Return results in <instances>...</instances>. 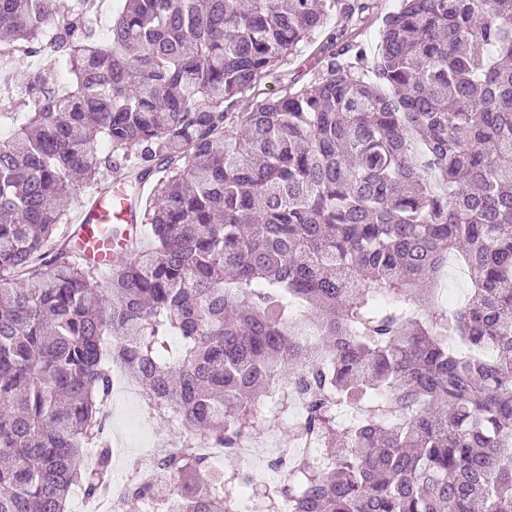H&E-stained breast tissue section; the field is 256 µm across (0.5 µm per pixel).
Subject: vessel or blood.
<instances>
[{"mask_svg": "<svg viewBox=\"0 0 512 512\" xmlns=\"http://www.w3.org/2000/svg\"><path fill=\"white\" fill-rule=\"evenodd\" d=\"M84 212L88 219L80 232L83 242L81 256L98 261L117 257V247L106 236L105 226L109 223L129 224L133 221L119 187H112L106 194L93 200Z\"/></svg>", "mask_w": 512, "mask_h": 512, "instance_id": "vessel-or-blood-1", "label": "vessel or blood"}]
</instances>
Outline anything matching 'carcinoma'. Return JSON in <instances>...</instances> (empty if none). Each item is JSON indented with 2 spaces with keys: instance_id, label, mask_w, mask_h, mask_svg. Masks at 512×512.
I'll return each instance as SVG.
<instances>
[{
  "instance_id": "obj_1",
  "label": "carcinoma",
  "mask_w": 512,
  "mask_h": 512,
  "mask_svg": "<svg viewBox=\"0 0 512 512\" xmlns=\"http://www.w3.org/2000/svg\"><path fill=\"white\" fill-rule=\"evenodd\" d=\"M374 0H0V512L110 488L112 366L183 432L149 464L178 512H230L274 388L322 462L277 457L264 512H512V0H397L369 47L237 111ZM50 51L60 74L18 60ZM119 180L150 246L75 257L56 202ZM463 307L415 313L448 258ZM317 310L297 318L293 307ZM180 339L170 354L168 339ZM130 463L120 512L153 498ZM308 60L306 55L289 57L278 69L263 79L260 87L262 92H266L267 96H275L287 80L300 74L309 66Z\"/></svg>"
}]
</instances>
